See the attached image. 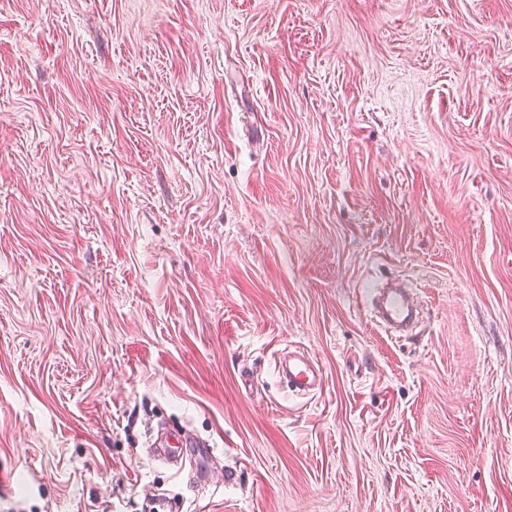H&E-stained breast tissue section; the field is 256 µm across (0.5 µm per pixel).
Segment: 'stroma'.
I'll list each match as a JSON object with an SVG mask.
<instances>
[{
    "mask_svg": "<svg viewBox=\"0 0 512 512\" xmlns=\"http://www.w3.org/2000/svg\"><path fill=\"white\" fill-rule=\"evenodd\" d=\"M1 469L0 512H512V0H0ZM375 296L377 317L394 333L405 331L417 319L418 311L412 306L403 288H382ZM277 368L280 379L292 393L314 395L322 392L324 374L319 363L308 353L288 351V360L280 358Z\"/></svg>",
    "mask_w": 512,
    "mask_h": 512,
    "instance_id": "stroma-1",
    "label": "stroma"
}]
</instances>
